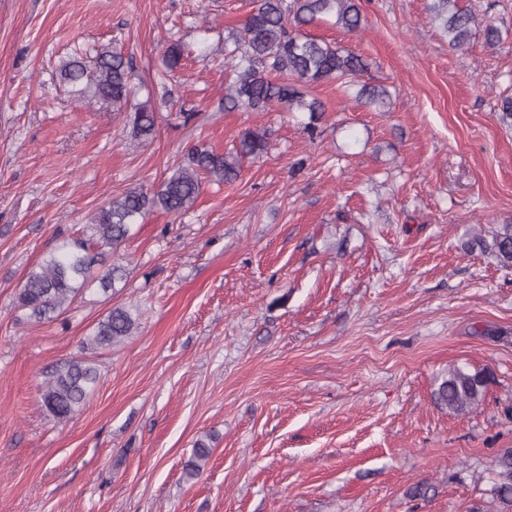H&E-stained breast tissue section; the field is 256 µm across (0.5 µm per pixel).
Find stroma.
Wrapping results in <instances>:
<instances>
[{"mask_svg": "<svg viewBox=\"0 0 512 512\" xmlns=\"http://www.w3.org/2000/svg\"><path fill=\"white\" fill-rule=\"evenodd\" d=\"M431 5L363 0L360 33L314 27L392 98L315 86L311 136L303 112L224 108V40L250 0H0V512H501L512 267L466 245L512 224V43L451 49ZM101 44L133 61L146 142L129 108L59 80L72 49ZM247 129L269 130L267 154L136 224L113 292L89 287L50 321L16 309L57 239L158 186L185 146L225 153ZM115 307L137 329L90 352V402L52 418L45 381ZM456 366L492 376L466 415L433 399ZM155 115L147 105L138 107L129 116L131 126V138L134 141L145 142L155 132Z\"/></svg>", "mask_w": 512, "mask_h": 512, "instance_id": "35a3bbf8", "label": "stroma"}]
</instances>
